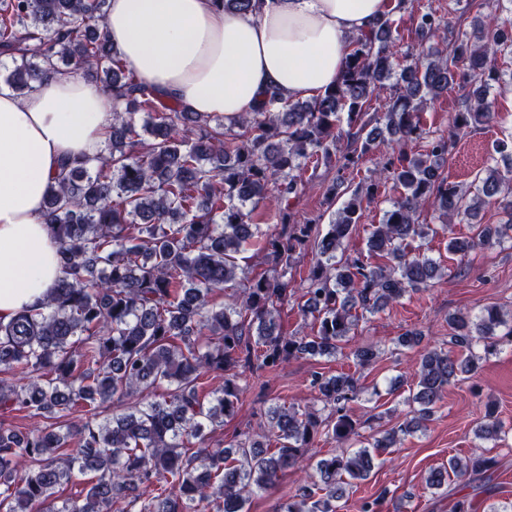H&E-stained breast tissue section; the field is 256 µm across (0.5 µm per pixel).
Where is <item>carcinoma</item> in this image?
Masks as SVG:
<instances>
[{
    "mask_svg": "<svg viewBox=\"0 0 512 512\" xmlns=\"http://www.w3.org/2000/svg\"><path fill=\"white\" fill-rule=\"evenodd\" d=\"M108 0H0V57L11 60L4 84L20 97L73 65L109 90L112 130L95 162L66 161L44 201V223L57 244L62 276L44 309L0 322V410L54 422L20 432L0 420V512H247L251 498L290 469H312L277 512H339L337 501L354 480H365L374 458L400 436L426 426L448 385L479 369L474 347L502 338L495 306L448 318V347L420 352L412 416L355 451L347 405L358 398L350 373L316 372L311 388L335 420L307 407L272 405L267 433L229 448L205 446L207 431L235 415L246 372L275 371L291 359L332 357L358 323L430 287L440 262L411 253L410 242L434 232L419 223L431 205L446 218L476 216L495 199L507 223L480 225L470 237L448 238V253L464 260L478 246L512 231V180L496 169L469 194L441 171L450 142L497 115L490 88L511 85L495 64L512 54V19L477 16L472 32L448 31L439 45L397 56L399 33L383 14L349 41L344 66L326 91L299 101L271 90L253 111L229 120L191 112L163 99L121 63L105 33ZM449 27L433 10L416 23L420 41ZM469 72L473 89L448 136L422 153L404 146L426 134L424 105ZM390 88L384 123L392 142L377 139L366 105ZM346 127H341V123ZM398 147L397 159L384 149ZM378 154L376 180L365 191L339 175L333 196L349 195L327 232L294 220L287 204L301 185V166L333 156L344 171ZM399 196L372 225L367 256L343 254V241L375 202L380 184ZM275 194L276 224L263 233L250 223L254 206ZM256 241L266 268L245 272L241 247ZM311 257L302 280L300 311L310 334L281 330V308L295 296L292 272ZM236 286L231 294L224 289ZM380 351L362 345L356 365ZM222 383L211 386L212 377ZM151 395L121 413L116 399ZM475 437L497 440L502 425L492 403ZM337 443L307 463L304 450L320 436ZM276 443V451L269 449ZM499 461L484 454L448 459L425 483L440 490L454 475L485 493ZM79 486L60 499V488Z\"/></svg>",
    "mask_w": 512,
    "mask_h": 512,
    "instance_id": "cac0c4a2",
    "label": "carcinoma"
}]
</instances>
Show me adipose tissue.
Listing matches in <instances>:
<instances>
[{"instance_id": "adipose-tissue-1", "label": "adipose tissue", "mask_w": 512, "mask_h": 512, "mask_svg": "<svg viewBox=\"0 0 512 512\" xmlns=\"http://www.w3.org/2000/svg\"><path fill=\"white\" fill-rule=\"evenodd\" d=\"M386 0H255L250 13L215 0H109L106 35L123 65L193 112L233 117L269 89L325 91ZM111 99L73 71L19 97L0 89V321L41 310L61 270L43 219L61 161L98 156Z\"/></svg>"}]
</instances>
